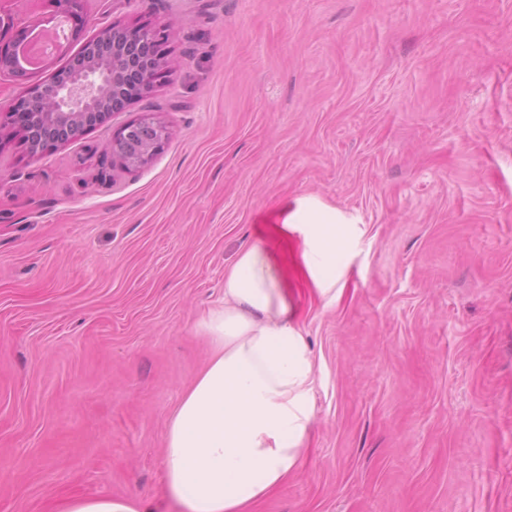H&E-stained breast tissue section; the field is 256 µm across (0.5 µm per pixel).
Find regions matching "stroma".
<instances>
[{"label": "stroma", "mask_w": 512, "mask_h": 512, "mask_svg": "<svg viewBox=\"0 0 512 512\" xmlns=\"http://www.w3.org/2000/svg\"><path fill=\"white\" fill-rule=\"evenodd\" d=\"M67 51L0 72V512L165 491L197 323L267 204L340 229L301 312L314 418L252 512H512V0H87ZM168 29L163 75L69 144L8 115L105 28ZM149 114L145 166L108 145ZM138 125L153 129L156 132V136H155V142L153 144V147H151L147 152L142 150L137 162L135 164H132L130 161L127 160V158H124L121 155V153L112 151V145L114 147L116 146V140H117L118 136L123 135V134H125L127 136L128 134L133 132L134 129ZM166 138H167L166 128L151 118H143L134 123H128V124L124 125L123 127H121L120 129H118L114 133L112 144H111L112 163H113V161L115 163L119 162V165L124 170H132V169L140 168L141 166L147 164L152 159V157L160 149L162 142Z\"/></svg>", "instance_id": "1"}]
</instances>
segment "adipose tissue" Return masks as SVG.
Wrapping results in <instances>:
<instances>
[{"instance_id": "1", "label": "adipose tissue", "mask_w": 512, "mask_h": 512, "mask_svg": "<svg viewBox=\"0 0 512 512\" xmlns=\"http://www.w3.org/2000/svg\"><path fill=\"white\" fill-rule=\"evenodd\" d=\"M353 221L313 195L272 201L258 242L225 270L221 303L198 323L211 358L165 432L166 492L186 512H247L298 463L315 382L302 301L335 302L336 228Z\"/></svg>"}]
</instances>
